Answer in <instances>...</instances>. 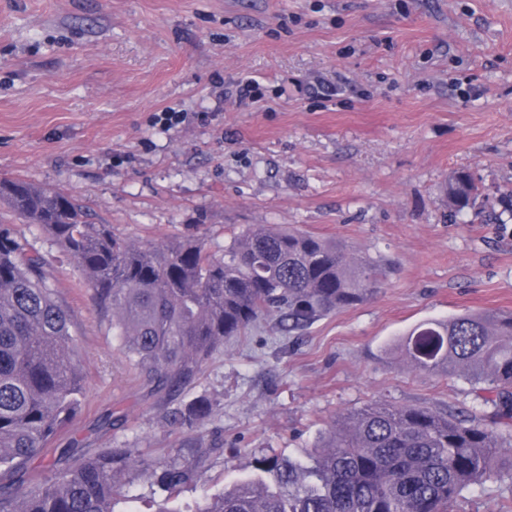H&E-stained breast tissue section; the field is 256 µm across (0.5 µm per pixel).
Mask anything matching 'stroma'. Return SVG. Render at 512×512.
<instances>
[{
  "label": "stroma",
  "mask_w": 512,
  "mask_h": 512,
  "mask_svg": "<svg viewBox=\"0 0 512 512\" xmlns=\"http://www.w3.org/2000/svg\"><path fill=\"white\" fill-rule=\"evenodd\" d=\"M245 78L257 87L241 103ZM160 112L188 118L166 130ZM458 169L512 188V0H0V178L63 191L134 243L193 236L220 257L249 225L277 224L386 276L290 336L270 319L226 341L180 395L215 403L186 432L118 351L82 269L0 202V224L45 258L79 352L84 407L46 456L75 439L130 449L114 512H155L148 466L193 463L173 496L187 508L374 403L490 418L481 384L413 371L394 349L427 319L512 313V223H449ZM453 512H512V476Z\"/></svg>",
  "instance_id": "obj_1"
}]
</instances>
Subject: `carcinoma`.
Wrapping results in <instances>:
<instances>
[{"label":"carcinoma","mask_w":512,"mask_h":512,"mask_svg":"<svg viewBox=\"0 0 512 512\" xmlns=\"http://www.w3.org/2000/svg\"><path fill=\"white\" fill-rule=\"evenodd\" d=\"M0 201L34 224L83 270L99 304L112 308L121 350L150 387H187L224 339L275 319L287 335L383 286L379 265L308 232L254 224L217 258L194 241L160 251L90 224L66 193L0 179ZM451 221L466 211L488 224L512 223V191L484 193L469 171L448 183ZM414 371L466 375L493 397L481 423L429 407L374 404L336 417L321 449L305 459L272 452L254 474L208 498L194 512H449L464 489L482 483L508 449L512 471V313L468 314L416 326L397 345ZM77 345L41 254L0 226V512H114L135 459L104 448L64 464L55 481L26 485L28 462L83 410ZM198 396L165 411L171 426L195 431L213 415ZM194 476L174 462L148 479L169 492Z\"/></svg>","instance_id":"carcinoma-1"}]
</instances>
